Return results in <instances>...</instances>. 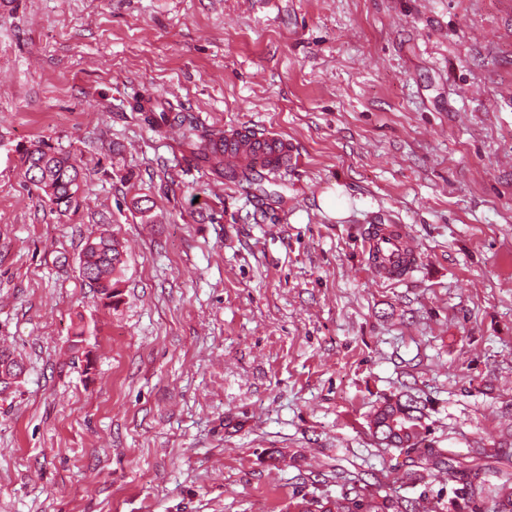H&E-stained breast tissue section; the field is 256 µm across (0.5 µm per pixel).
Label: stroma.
Masks as SVG:
<instances>
[{"label": "stroma", "mask_w": 512, "mask_h": 512, "mask_svg": "<svg viewBox=\"0 0 512 512\" xmlns=\"http://www.w3.org/2000/svg\"><path fill=\"white\" fill-rule=\"evenodd\" d=\"M261 124L299 165L229 178L132 105ZM85 168L74 219L20 151ZM405 224L402 281L362 252ZM124 246L106 307L89 234ZM82 339H75L76 329ZM0 512H286L407 484L370 415L512 465V0H0Z\"/></svg>", "instance_id": "stroma-1"}]
</instances>
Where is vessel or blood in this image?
Listing matches in <instances>:
<instances>
[{"instance_id":"vessel-or-blood-1","label":"vessel or blood","mask_w":512,"mask_h":512,"mask_svg":"<svg viewBox=\"0 0 512 512\" xmlns=\"http://www.w3.org/2000/svg\"><path fill=\"white\" fill-rule=\"evenodd\" d=\"M294 160L292 141L269 128L243 126L224 134L227 172L258 166L276 173L287 170ZM363 247L373 273L387 280L404 279L416 263V243L403 224L371 225L363 238Z\"/></svg>"}]
</instances>
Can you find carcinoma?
<instances>
[{
	"label": "carcinoma",
	"mask_w": 512,
	"mask_h": 512,
	"mask_svg": "<svg viewBox=\"0 0 512 512\" xmlns=\"http://www.w3.org/2000/svg\"><path fill=\"white\" fill-rule=\"evenodd\" d=\"M151 123L173 121L181 130V138L197 160L224 169V133L202 131L194 117L185 112L161 110L146 116ZM24 177L48 201L51 211L60 216H74L84 202L86 174L70 153L56 150L37 141L20 153ZM126 261L119 241L102 232L88 237L80 258V273L100 295L112 304L121 295ZM418 400L409 394L391 395L375 410L370 420L372 436L378 445L397 448L408 454L410 478L425 483L442 477H456L468 467L446 448L427 445L428 425ZM289 512H425L417 499L398 497L389 492L344 494L334 500L304 493L289 504Z\"/></svg>",
	"instance_id": "cac0c4a2"
}]
</instances>
